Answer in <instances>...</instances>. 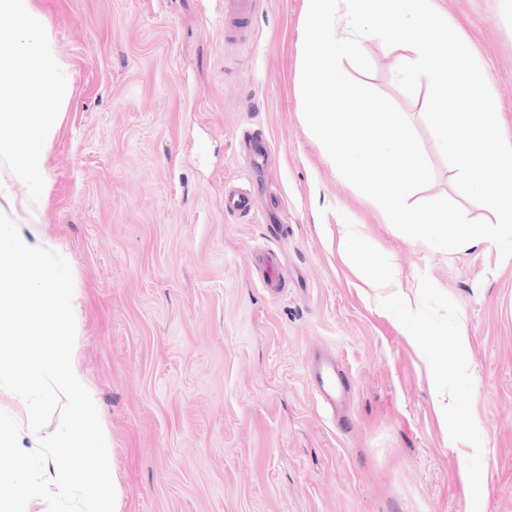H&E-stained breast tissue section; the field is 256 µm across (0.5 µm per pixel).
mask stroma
Returning <instances> with one entry per match:
<instances>
[{
  "label": "stroma",
  "mask_w": 512,
  "mask_h": 512,
  "mask_svg": "<svg viewBox=\"0 0 512 512\" xmlns=\"http://www.w3.org/2000/svg\"><path fill=\"white\" fill-rule=\"evenodd\" d=\"M73 91L50 149L44 230L78 289L77 354L111 431L122 512H471L459 472L469 443L446 438L424 366L338 250L343 220L385 254L406 294L428 277L469 337L482 438L480 512H512V257L442 251L387 224L306 130L297 98L305 0H256L249 39H224L223 0H34ZM468 36L512 138V0H440ZM361 48L350 78L410 118L433 172L420 200L474 220L419 105L392 78L397 51ZM270 148L249 189L240 144ZM274 251L288 289L254 265ZM336 354L352 385L334 422L308 376ZM252 210V196L233 189L224 195V211L228 214H247Z\"/></svg>",
  "instance_id": "obj_1"
}]
</instances>
